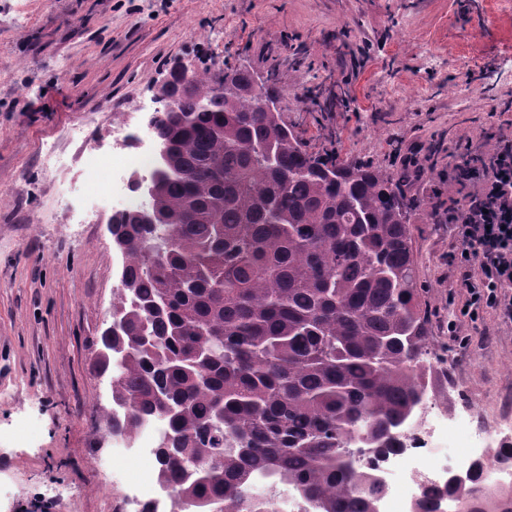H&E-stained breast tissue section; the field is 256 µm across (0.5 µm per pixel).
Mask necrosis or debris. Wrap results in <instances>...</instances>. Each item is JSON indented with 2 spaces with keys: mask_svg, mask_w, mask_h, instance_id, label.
<instances>
[{
  "mask_svg": "<svg viewBox=\"0 0 512 512\" xmlns=\"http://www.w3.org/2000/svg\"><path fill=\"white\" fill-rule=\"evenodd\" d=\"M151 154L148 138L137 132L136 123L124 119L112 126V143L94 144L83 151L82 208L96 214L101 197L111 196L113 214L148 209L145 195L134 190L130 172L146 166ZM107 172L105 186H98L100 172ZM459 384L442 383L427 394L423 407L403 435L404 446L393 452L370 449L360 458L361 465L380 479L384 493L379 512H414L423 481L442 483L449 475L484 460L487 448L512 442V433L481 428L473 417L448 411L442 395H454ZM163 425L151 419L134 437H117L113 460L136 459L141 466L133 478H120L127 491L123 512H153L160 497L155 450Z\"/></svg>",
  "mask_w": 512,
  "mask_h": 512,
  "instance_id": "4bbe7bcc",
  "label": "necrosis or debris"
}]
</instances>
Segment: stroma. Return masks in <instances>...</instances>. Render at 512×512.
Listing matches in <instances>:
<instances>
[{
	"mask_svg": "<svg viewBox=\"0 0 512 512\" xmlns=\"http://www.w3.org/2000/svg\"><path fill=\"white\" fill-rule=\"evenodd\" d=\"M249 70L277 81V110L309 151L399 169L397 141L440 143L405 187L457 196L449 159L512 108V0H0V512H118L110 392L92 368L111 322L121 256L108 222L70 220L61 181L78 168L66 133L96 117L93 141L149 103L173 69ZM468 94H460L461 86ZM429 334L459 403L512 426V326L465 315L447 225L413 216Z\"/></svg>",
	"mask_w": 512,
	"mask_h": 512,
	"instance_id": "obj_1",
	"label": "stroma"
}]
</instances>
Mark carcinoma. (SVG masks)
<instances>
[{
    "label": "carcinoma",
    "instance_id": "carcinoma-1",
    "mask_svg": "<svg viewBox=\"0 0 512 512\" xmlns=\"http://www.w3.org/2000/svg\"><path fill=\"white\" fill-rule=\"evenodd\" d=\"M250 72L224 68L159 91L154 223L112 218L125 271L101 345L121 417L107 435L165 424L159 478L179 512H275L258 479L292 487L312 512H375L380 486L351 448H393L427 394L431 350L407 175L307 150L261 99ZM504 495L476 479L422 490L420 512H481Z\"/></svg>",
    "mask_w": 512,
    "mask_h": 512
}]
</instances>
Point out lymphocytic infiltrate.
Instances as JSON below:
<instances>
[{
    "label": "lymphocytic infiltrate",
    "mask_w": 512,
    "mask_h": 512,
    "mask_svg": "<svg viewBox=\"0 0 512 512\" xmlns=\"http://www.w3.org/2000/svg\"><path fill=\"white\" fill-rule=\"evenodd\" d=\"M490 150L470 149L448 177L465 188L450 204L443 223L453 228L461 252L460 273L470 313L493 310L512 323V119L485 132Z\"/></svg>",
    "instance_id": "lymphocytic-infiltrate-1"
}]
</instances>
